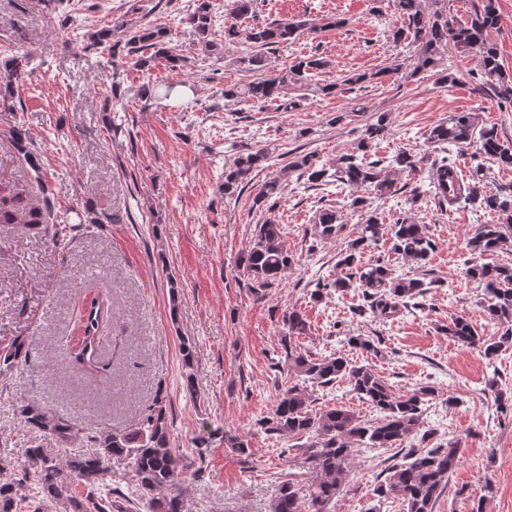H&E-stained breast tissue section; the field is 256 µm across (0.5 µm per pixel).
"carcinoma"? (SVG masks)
Segmentation results:
<instances>
[{"label":"carcinoma","mask_w":512,"mask_h":512,"mask_svg":"<svg viewBox=\"0 0 512 512\" xmlns=\"http://www.w3.org/2000/svg\"><path fill=\"white\" fill-rule=\"evenodd\" d=\"M394 8L402 25L392 30V39L403 40L414 48L412 73L441 68L439 81H455L444 68L448 50L475 53L479 58L480 73L496 77L491 85L502 110H512V74L502 69L497 45L489 34L497 29L500 15L497 0H481L469 22L455 26L448 21L443 9L431 10L425 0H394ZM211 0H194L193 10L184 23L188 25L197 46L206 54L217 51L212 35ZM340 22L316 24L308 20H288L247 30L249 47L234 58L238 70L259 73L245 83L224 85V99L228 101L266 102L280 98L290 87L303 88L312 81L317 71L328 61L311 55L291 66L276 67L266 58L275 46L298 39L306 30L314 33ZM125 30L126 56L134 65L143 67L154 58L167 61L177 71L183 58L171 47L170 31L166 27L138 25ZM151 55L144 56L145 51ZM32 56L20 49L11 52L5 62L7 75L0 79V138L7 141L14 152L31 169L41 168L33 137L19 122L13 100L15 92L24 86L31 70ZM388 133L387 117L381 114L376 122L367 125L350 151L331 161L320 163L311 153L299 154L287 164V170L298 173V179L310 187L322 186L333 179L356 194L350 207L362 212L364 221L358 225L355 238L338 252L336 267L343 274L317 284L311 293L315 300L325 294L346 295L360 290L363 303L354 308L359 316L394 317L413 300L426 294L436 280L428 274H397L390 265L377 259L364 260V254L383 237L390 241V251L412 262L416 268L427 267L436 244L427 226L403 216L392 224L382 223L376 211L370 209L365 190L380 198L393 196L402 190L396 175L414 179L424 168L431 169V184L439 207L454 208L477 205L496 216L493 224H480L469 237L467 246L476 255L464 270V276L483 287L486 296L484 311L490 319L504 325L500 336L486 339L472 322L463 315L448 321V335L463 347L480 348L491 358L512 346V264L483 261L512 243V182L500 184L489 180L491 166L512 167V142L500 137L496 126L479 124L473 112H453L448 119L432 127L427 143L439 148L444 156L430 159L406 148L397 150L389 164L369 160L373 143ZM475 148L471 157L478 163L468 178L459 176L454 161L447 153L462 156ZM268 154L262 149H249L238 154L233 162L224 165V198L239 196L253 180V173L265 168ZM281 178L266 180L254 197L253 204L272 211L281 197ZM55 203L47 186L41 187V197L33 202L29 193L18 185L0 181V237L9 234L17 225L48 240L55 250L68 249L72 233L82 224H117V214L98 212L86 207L76 209L78 222L70 217L61 222L51 221ZM317 235L333 240L344 228L340 216L332 210L319 213ZM242 271L249 287L259 299L292 267L293 254L283 240V229L276 220L267 218L255 226L248 248L240 258ZM112 300L97 295L90 304L78 311L76 326L84 333L83 345L70 352L72 368L87 377H112V358L102 351L104 333L112 323ZM287 331L282 336V349L287 372L303 379L306 386L290 385L280 391L276 404L268 415L258 421L264 433L290 442L281 449L284 455L293 449L301 451L303 464L312 476L307 494L299 497L295 476L290 474L281 482L279 493L270 512H331V505L345 488L355 454L360 448L395 449L400 457L384 470V478L373 489L378 505L397 502L404 512H434L435 505L448 487L450 474L462 459V440L430 443L433 432L424 429V405L434 395L429 386H420L398 394L392 386L368 365L336 352L317 355L303 350L296 339L305 335L308 322L303 314L292 309L283 315ZM184 383L192 391L194 352L190 343L180 346ZM29 347L25 340L16 338L0 347V374L10 372L26 360ZM275 363V367H280ZM345 382L350 392L368 404L378 414L374 420H364L349 407L340 404L319 411L310 408L311 395L307 386L326 388ZM20 423L33 434L31 445L22 449L17 473L0 482V512H137L116 500V491L108 477L111 462H122L130 468L132 480L140 498L147 501L150 512H185L183 493L177 482L181 459L170 444L166 400L155 398L147 413L130 428L87 433L53 410L33 403L18 407ZM421 433V445H407L410 437ZM53 441L56 448L43 445ZM81 491H76V487Z\"/></svg>","instance_id":"obj_1"}]
</instances>
